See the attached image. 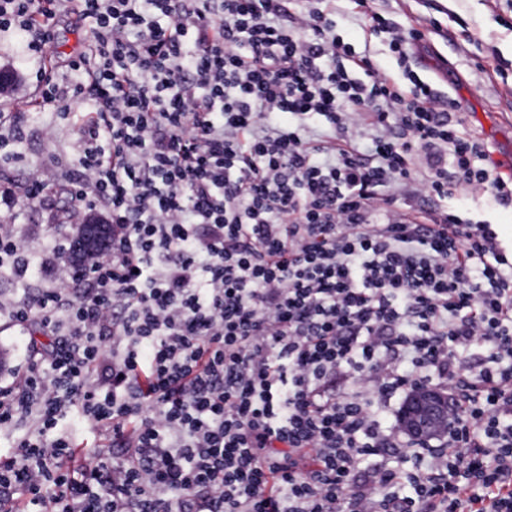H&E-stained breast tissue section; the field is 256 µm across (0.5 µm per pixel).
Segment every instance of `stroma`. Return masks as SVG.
<instances>
[{"mask_svg": "<svg viewBox=\"0 0 512 512\" xmlns=\"http://www.w3.org/2000/svg\"><path fill=\"white\" fill-rule=\"evenodd\" d=\"M381 10L400 20L404 16H430L438 26L427 31L420 57L399 66L385 36L363 29L350 0H337L339 33L357 50H369L388 74L402 77L410 71L434 86L441 97L457 98L462 105L464 129L483 138L491 158L512 153V0H382ZM490 69L489 78L476 80V64ZM43 60L23 54L10 37H0V69L15 76L10 109L24 113L19 156L10 175L24 185L33 169L60 175L72 167L77 129L71 119L42 103L36 73ZM63 197L42 203L20 200L13 230L31 251L46 252L53 230L49 214L65 206Z\"/></svg>", "mask_w": 512, "mask_h": 512, "instance_id": "1", "label": "stroma"}]
</instances>
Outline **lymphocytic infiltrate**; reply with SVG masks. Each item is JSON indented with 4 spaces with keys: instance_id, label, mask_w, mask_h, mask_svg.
Instances as JSON below:
<instances>
[{
    "instance_id": "lymphocytic-infiltrate-1",
    "label": "lymphocytic infiltrate",
    "mask_w": 512,
    "mask_h": 512,
    "mask_svg": "<svg viewBox=\"0 0 512 512\" xmlns=\"http://www.w3.org/2000/svg\"><path fill=\"white\" fill-rule=\"evenodd\" d=\"M399 61L428 17L353 0ZM87 29L43 98L83 113L56 225L101 204L108 250L0 305L30 358L0 385V512H512V256L449 207L512 182L456 99L400 83L336 32L335 0H0L43 56ZM20 115L0 110V207ZM44 261L0 224V274ZM344 390H337V383ZM453 395L442 447L382 424ZM106 442L86 463L65 421ZM407 447L414 462L393 463Z\"/></svg>"
}]
</instances>
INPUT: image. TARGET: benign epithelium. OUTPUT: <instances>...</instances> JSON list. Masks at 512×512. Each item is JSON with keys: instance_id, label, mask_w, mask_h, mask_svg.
Here are the masks:
<instances>
[{"instance_id": "1", "label": "benign epithelium", "mask_w": 512, "mask_h": 512, "mask_svg": "<svg viewBox=\"0 0 512 512\" xmlns=\"http://www.w3.org/2000/svg\"><path fill=\"white\" fill-rule=\"evenodd\" d=\"M450 406L448 392L433 387L417 389L407 399L399 415L403 432L417 441L448 431Z\"/></svg>"}]
</instances>
